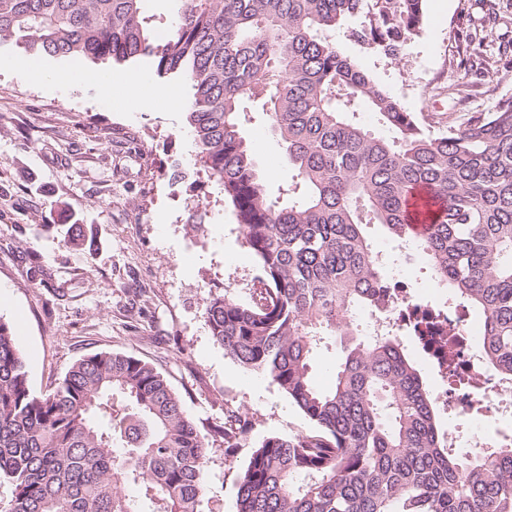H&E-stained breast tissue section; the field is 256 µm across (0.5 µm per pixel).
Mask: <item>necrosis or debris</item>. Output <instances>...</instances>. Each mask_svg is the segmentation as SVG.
<instances>
[{
  "mask_svg": "<svg viewBox=\"0 0 512 512\" xmlns=\"http://www.w3.org/2000/svg\"><path fill=\"white\" fill-rule=\"evenodd\" d=\"M440 321L448 326V348L454 359V371L465 387L450 394L447 383H440L434 398L443 414L451 419L467 420V427L448 433V446L459 454H490L498 448L512 447V432L491 438L485 436L480 417L490 413H512V380L499 378L489 370L482 354L481 324L462 307H443Z\"/></svg>",
  "mask_w": 512,
  "mask_h": 512,
  "instance_id": "necrosis-or-debris-1",
  "label": "necrosis or debris"
}]
</instances>
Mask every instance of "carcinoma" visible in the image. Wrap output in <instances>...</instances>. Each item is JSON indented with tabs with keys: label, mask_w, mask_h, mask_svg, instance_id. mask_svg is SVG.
Returning <instances> with one entry per match:
<instances>
[{
	"label": "carcinoma",
	"mask_w": 512,
	"mask_h": 512,
	"mask_svg": "<svg viewBox=\"0 0 512 512\" xmlns=\"http://www.w3.org/2000/svg\"><path fill=\"white\" fill-rule=\"evenodd\" d=\"M143 2L0 0V42L35 57H149L157 77L189 81L201 159L257 265L248 298L213 296L205 322L224 356L270 379L310 427L249 444L242 408L200 424L162 371L120 352L78 359L36 395L0 320L5 512H199L220 447L251 448L236 512H512V447L448 448L400 335L366 336L352 318L399 309L366 232L380 224L481 315L486 364L512 379V97L433 132L332 38L358 19L354 40L397 61L425 0H180L161 39ZM250 101L294 170L275 197L244 135ZM360 105L384 133L360 122ZM419 187L434 206L420 235L408 211ZM326 336L343 359L320 388L313 364Z\"/></svg>",
	"instance_id": "1"
}]
</instances>
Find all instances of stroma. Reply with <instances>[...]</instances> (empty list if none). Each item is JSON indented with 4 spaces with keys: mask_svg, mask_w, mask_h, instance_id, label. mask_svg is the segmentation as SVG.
Segmentation results:
<instances>
[{
    "mask_svg": "<svg viewBox=\"0 0 512 512\" xmlns=\"http://www.w3.org/2000/svg\"><path fill=\"white\" fill-rule=\"evenodd\" d=\"M481 0H425L424 23L393 61L357 43L349 26L337 46L407 111L438 116L492 111L512 96V0L483 26ZM484 28L473 52L468 35ZM24 54L0 44V320L13 327L35 394L53 390L77 359L123 352L153 363L198 421L225 405L254 417L256 442L305 429V419L270 379L240 371L214 344L203 318L212 295L246 297L256 261L233 210L210 178L187 121L189 85L154 77L142 62L99 66L87 58L39 57L41 76L14 71ZM105 69L110 86L86 82ZM145 80L128 105L123 88ZM269 184L290 169L259 118L245 125ZM207 216L199 228L188 217ZM89 245H67L70 225ZM389 258L385 274L411 295L441 304L428 264L404 266L385 229H368ZM248 449H212L201 512H235L237 469Z\"/></svg>",
    "mask_w": 512,
    "mask_h": 512,
    "instance_id": "obj_1",
    "label": "stroma"
}]
</instances>
